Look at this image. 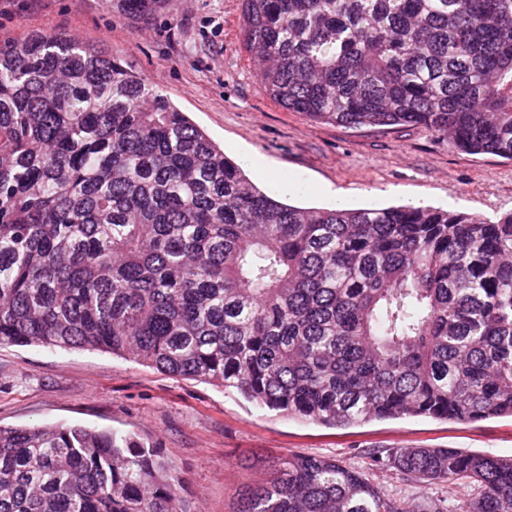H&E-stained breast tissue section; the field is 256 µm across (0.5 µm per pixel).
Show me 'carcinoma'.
<instances>
[{
	"label": "carcinoma",
	"instance_id": "carcinoma-1",
	"mask_svg": "<svg viewBox=\"0 0 512 512\" xmlns=\"http://www.w3.org/2000/svg\"><path fill=\"white\" fill-rule=\"evenodd\" d=\"M267 95L512 160V0H241ZM166 0H112L148 22ZM110 352L329 427L512 417V212L304 208L259 189L147 77L63 34L0 43V345ZM374 467L512 512V457ZM133 433L0 426V512H178ZM236 512H457L287 453Z\"/></svg>",
	"mask_w": 512,
	"mask_h": 512
}]
</instances>
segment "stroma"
Instances as JSON below:
<instances>
[{"label":"stroma","mask_w":512,"mask_h":512,"mask_svg":"<svg viewBox=\"0 0 512 512\" xmlns=\"http://www.w3.org/2000/svg\"><path fill=\"white\" fill-rule=\"evenodd\" d=\"M62 33L104 46L241 160L261 188L305 207L408 203L493 218L512 211V161L466 154L418 127L345 128L288 112L262 88L243 46L240 0H167L151 24L108 0H0V42ZM0 425H80L133 432L157 444L183 479L182 512H235L255 478L242 458L287 452L368 470L394 499H450L466 487L425 488L369 469L372 448H456L512 457V419L461 423L425 417L331 428L294 419L232 389L174 378L109 352L0 346Z\"/></svg>","instance_id":"35a3bbf8"}]
</instances>
